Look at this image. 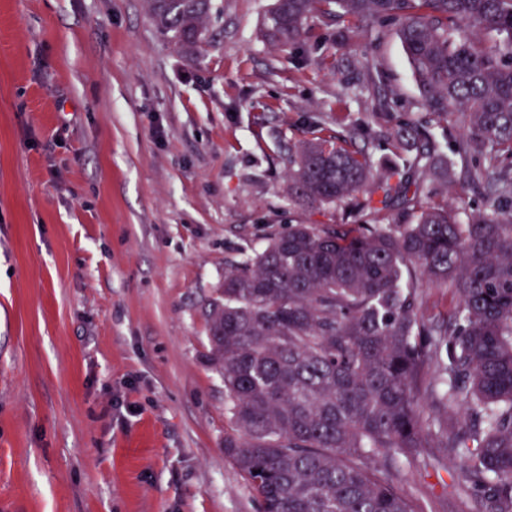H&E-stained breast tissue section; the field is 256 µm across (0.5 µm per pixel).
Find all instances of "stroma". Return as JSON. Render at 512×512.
Listing matches in <instances>:
<instances>
[{
  "instance_id": "1",
  "label": "stroma",
  "mask_w": 512,
  "mask_h": 512,
  "mask_svg": "<svg viewBox=\"0 0 512 512\" xmlns=\"http://www.w3.org/2000/svg\"><path fill=\"white\" fill-rule=\"evenodd\" d=\"M273 0H216L195 64L147 0H0V512H258L224 457L205 313L224 268L290 225L364 224L288 197V147L379 99L424 108L393 26L260 36ZM376 74L368 84V74ZM459 473L408 490L463 512Z\"/></svg>"
}]
</instances>
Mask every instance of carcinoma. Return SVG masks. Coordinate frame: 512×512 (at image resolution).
Here are the masks:
<instances>
[{
	"instance_id": "carcinoma-1",
	"label": "carcinoma",
	"mask_w": 512,
	"mask_h": 512,
	"mask_svg": "<svg viewBox=\"0 0 512 512\" xmlns=\"http://www.w3.org/2000/svg\"><path fill=\"white\" fill-rule=\"evenodd\" d=\"M213 9L149 0L195 63ZM338 12L396 23L426 123L462 132L449 158L410 122L384 128L383 174L350 148L363 123L288 148L292 199L362 194L372 223L294 224L224 267L207 314L224 455L259 512H425L406 485L434 448L462 459L467 512H512V0H275L262 37L286 50ZM458 159L481 210L448 205ZM424 278L446 310L425 315Z\"/></svg>"
}]
</instances>
